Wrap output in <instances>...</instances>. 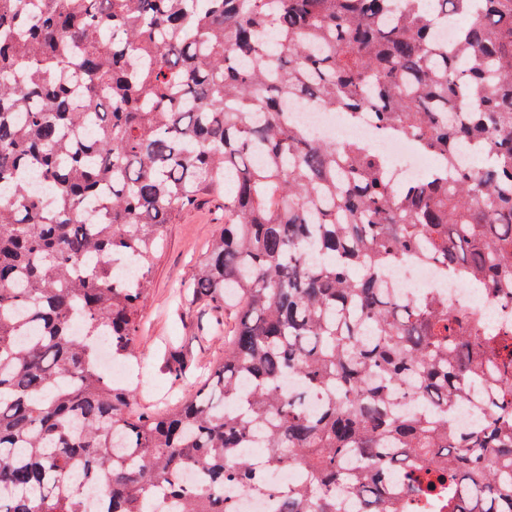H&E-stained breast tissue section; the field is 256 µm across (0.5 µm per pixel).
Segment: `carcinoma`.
<instances>
[{
  "instance_id": "cac0c4a2",
  "label": "carcinoma",
  "mask_w": 512,
  "mask_h": 512,
  "mask_svg": "<svg viewBox=\"0 0 512 512\" xmlns=\"http://www.w3.org/2000/svg\"><path fill=\"white\" fill-rule=\"evenodd\" d=\"M298 102L443 172L395 185ZM213 192L224 228L184 287L236 328L183 403L141 411L101 343L133 355L163 231ZM405 261L512 313V0H0V512H235L230 487L274 512H512V317L403 297ZM464 405L480 429L453 427ZM292 112H295V119L318 139H329L337 144L350 139L367 141L389 158L398 179L417 177L433 163V159L423 154L411 140L383 134L367 120L349 125L338 113L314 110L302 103H297Z\"/></svg>"
}]
</instances>
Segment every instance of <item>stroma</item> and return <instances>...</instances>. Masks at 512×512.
<instances>
[{
    "label": "stroma",
    "mask_w": 512,
    "mask_h": 512,
    "mask_svg": "<svg viewBox=\"0 0 512 512\" xmlns=\"http://www.w3.org/2000/svg\"><path fill=\"white\" fill-rule=\"evenodd\" d=\"M223 225L220 197L212 194L184 209L176 222L165 228L152 269L150 296L141 310L138 354L126 362L118 377L120 386L137 392L141 407L184 396L188 378L205 371L224 354V339L233 324L232 309H220V329L205 333L198 306L184 303L178 293L179 285L189 279L206 245ZM176 353L184 361L181 379L169 369L170 357Z\"/></svg>",
    "instance_id": "obj_1"
}]
</instances>
